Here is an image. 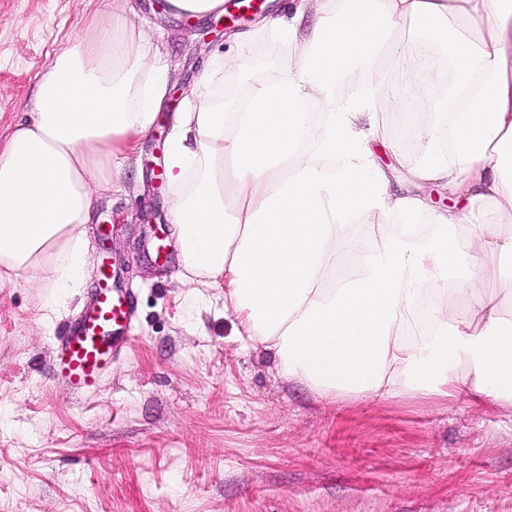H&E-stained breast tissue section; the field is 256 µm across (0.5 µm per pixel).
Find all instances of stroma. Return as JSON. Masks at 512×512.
Masks as SVG:
<instances>
[{
  "label": "stroma",
  "mask_w": 512,
  "mask_h": 512,
  "mask_svg": "<svg viewBox=\"0 0 512 512\" xmlns=\"http://www.w3.org/2000/svg\"><path fill=\"white\" fill-rule=\"evenodd\" d=\"M134 0L181 66L116 191L95 193L82 285L54 296L0 282V512H512V409L410 394L319 399L236 340L224 291L183 277L181 252L155 259L174 190L159 182L176 113L215 52L216 18ZM87 0H0V141L24 118L40 75L83 36ZM258 41L210 91L280 64ZM136 299L130 348L97 390L76 395L53 355L97 286L100 236Z\"/></svg>",
  "instance_id": "1"
}]
</instances>
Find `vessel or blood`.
<instances>
[{"mask_svg":"<svg viewBox=\"0 0 512 512\" xmlns=\"http://www.w3.org/2000/svg\"><path fill=\"white\" fill-rule=\"evenodd\" d=\"M264 6V0H228L225 18L236 23ZM102 279L81 319L63 334L56 356L62 380L76 393L94 389L113 353L130 342L134 297L127 290L111 285L110 273H103Z\"/></svg>","mask_w":512,"mask_h":512,"instance_id":"b4317fda","label":"vessel or blood"}]
</instances>
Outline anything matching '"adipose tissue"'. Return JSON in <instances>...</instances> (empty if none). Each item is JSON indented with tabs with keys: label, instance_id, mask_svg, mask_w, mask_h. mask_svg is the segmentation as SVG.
<instances>
[{
	"label": "adipose tissue",
	"instance_id": "1",
	"mask_svg": "<svg viewBox=\"0 0 512 512\" xmlns=\"http://www.w3.org/2000/svg\"><path fill=\"white\" fill-rule=\"evenodd\" d=\"M85 29L0 143V281L79 285L93 192L120 178L179 67L125 10L90 11ZM259 31L281 41V66L216 103L232 66L216 59L176 118L167 173L187 275L223 289L239 340L321 399L462 386L512 407V0H292ZM431 44L452 65L440 96L398 94L383 75L337 97L385 58L412 81ZM406 110L411 157L379 127ZM377 141L409 191L391 190ZM428 184L456 205L429 212ZM378 73L376 70L364 71L346 78L336 85V94L346 98L356 97L377 80Z\"/></svg>",
	"mask_w": 512,
	"mask_h": 512
}]
</instances>
